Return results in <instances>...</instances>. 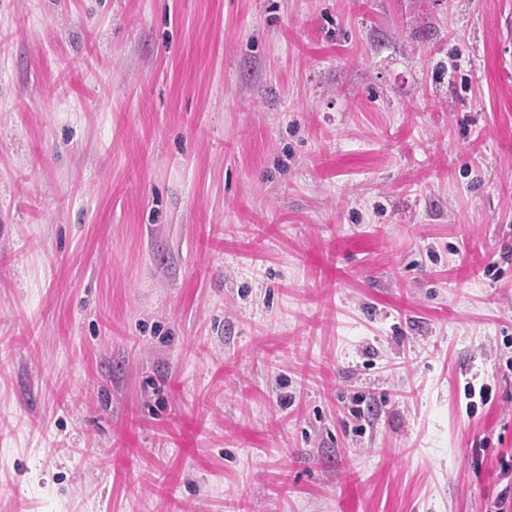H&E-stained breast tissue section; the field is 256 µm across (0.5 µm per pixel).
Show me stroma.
Instances as JSON below:
<instances>
[{"mask_svg":"<svg viewBox=\"0 0 512 512\" xmlns=\"http://www.w3.org/2000/svg\"><path fill=\"white\" fill-rule=\"evenodd\" d=\"M0 512H512V0H0Z\"/></svg>","mask_w":512,"mask_h":512,"instance_id":"35a3bbf8","label":"stroma"}]
</instances>
